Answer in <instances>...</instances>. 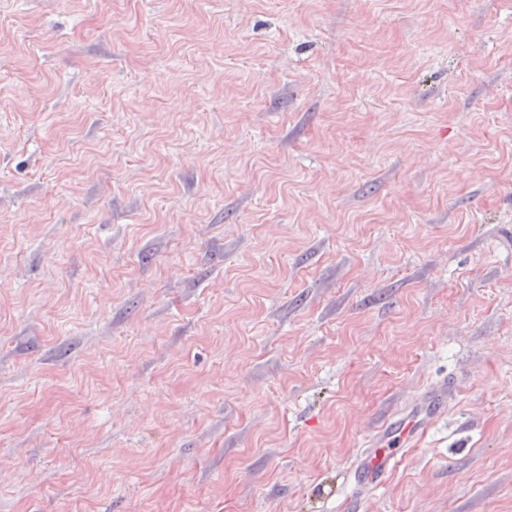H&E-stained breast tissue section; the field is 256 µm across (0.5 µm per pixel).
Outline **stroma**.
Here are the masks:
<instances>
[{
  "label": "stroma",
  "mask_w": 512,
  "mask_h": 512,
  "mask_svg": "<svg viewBox=\"0 0 512 512\" xmlns=\"http://www.w3.org/2000/svg\"><path fill=\"white\" fill-rule=\"evenodd\" d=\"M512 512V0H0V512ZM446 389L448 390V385L427 396L419 419L389 420L386 423L381 435L373 445L375 449L360 458L355 466L353 477L360 486L369 490H375L382 486L383 480L397 469L406 450L412 448L424 420L429 415L446 409Z\"/></svg>",
  "instance_id": "35a3bbf8"
}]
</instances>
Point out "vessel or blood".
I'll return each mask as SVG.
<instances>
[{
  "label": "vessel or blood",
  "mask_w": 512,
  "mask_h": 512,
  "mask_svg": "<svg viewBox=\"0 0 512 512\" xmlns=\"http://www.w3.org/2000/svg\"><path fill=\"white\" fill-rule=\"evenodd\" d=\"M423 426L422 419L388 421L371 452L360 458L354 471L355 481L375 490L397 469L406 450L411 448Z\"/></svg>",
  "instance_id": "vessel-or-blood-1"
}]
</instances>
